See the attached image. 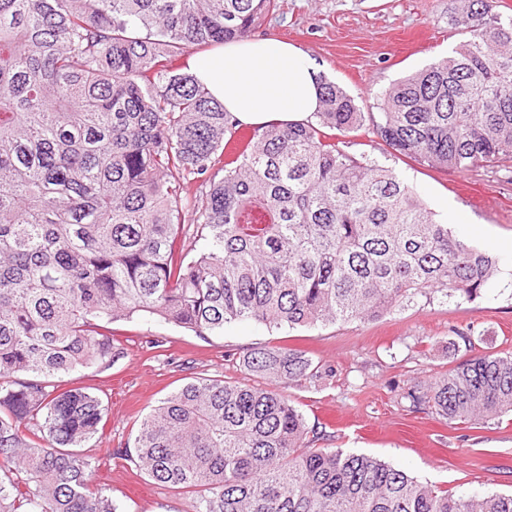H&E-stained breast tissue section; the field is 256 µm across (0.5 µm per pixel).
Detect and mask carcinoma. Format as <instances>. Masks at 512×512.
I'll return each instance as SVG.
<instances>
[{
  "label": "carcinoma",
  "mask_w": 512,
  "mask_h": 512,
  "mask_svg": "<svg viewBox=\"0 0 512 512\" xmlns=\"http://www.w3.org/2000/svg\"><path fill=\"white\" fill-rule=\"evenodd\" d=\"M462 2L468 37L379 93L377 111L323 79L315 120L248 133L189 60L251 36L278 0H0V512H119L83 451L102 400L57 384L116 356L98 320L206 336L483 294L498 258L332 134L370 126L444 169L512 156V14ZM242 367L270 385L189 382L116 455L189 495L191 512H512V494L455 495L310 447L278 390L322 373L303 352L264 347ZM407 397L450 424L499 418L512 412V353L475 355Z\"/></svg>",
  "instance_id": "obj_1"
}]
</instances>
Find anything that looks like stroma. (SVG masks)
Segmentation results:
<instances>
[{
	"mask_svg": "<svg viewBox=\"0 0 512 512\" xmlns=\"http://www.w3.org/2000/svg\"><path fill=\"white\" fill-rule=\"evenodd\" d=\"M280 10L257 29L297 46L320 74L353 95L363 111L402 76L448 55L461 41L460 0H279ZM348 153L378 158L394 169L439 221L458 237L500 259L481 298L418 300L372 321L288 329L252 321L225 324L207 336L154 319L110 324L119 356L64 375L91 388L107 412L104 430L86 445L92 484L122 512H190L189 496L156 484L117 449L131 447L141 419L197 377L264 386L240 366L264 346L302 350L321 377L282 385L281 393L317 432L318 448L377 458L420 481L458 495L512 493V415L480 425L448 426L406 397L415 385L444 374L468 352H512V172L479 165L467 171L431 168L379 145L371 131L346 137Z\"/></svg>",
	"mask_w": 512,
	"mask_h": 512,
	"instance_id": "stroma-1",
	"label": "stroma"
}]
</instances>
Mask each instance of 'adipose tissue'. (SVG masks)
<instances>
[{
	"label": "adipose tissue",
	"instance_id": "adipose-tissue-1",
	"mask_svg": "<svg viewBox=\"0 0 512 512\" xmlns=\"http://www.w3.org/2000/svg\"><path fill=\"white\" fill-rule=\"evenodd\" d=\"M191 68L240 124L300 123L319 109V68L273 37L229 42L193 58Z\"/></svg>",
	"mask_w": 512,
	"mask_h": 512
}]
</instances>
